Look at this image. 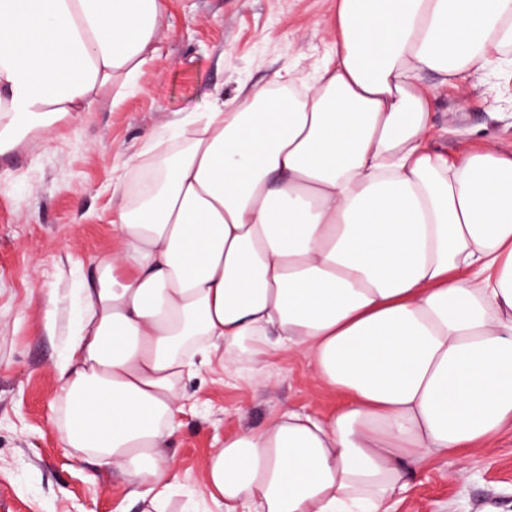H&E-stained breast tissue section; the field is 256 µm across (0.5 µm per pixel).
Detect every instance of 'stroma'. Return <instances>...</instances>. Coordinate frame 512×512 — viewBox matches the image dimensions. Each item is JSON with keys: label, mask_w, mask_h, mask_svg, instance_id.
Masks as SVG:
<instances>
[{"label": "stroma", "mask_w": 512, "mask_h": 512, "mask_svg": "<svg viewBox=\"0 0 512 512\" xmlns=\"http://www.w3.org/2000/svg\"><path fill=\"white\" fill-rule=\"evenodd\" d=\"M336 0H167L157 51L133 88L50 131L29 134L0 156V512H141L125 478L91 455L62 447L57 367L78 314V295L97 255L118 249L116 182L137 191L141 164L176 123L211 111L288 70L309 80L332 53ZM432 87L433 148L512 153V65ZM180 425L166 452L179 488L170 512L193 499L222 512L205 492L206 461L224 438L294 410L328 415L341 394L317 380L301 352H280L270 377L247 364L186 378ZM512 512V431L428 462L389 512Z\"/></svg>", "instance_id": "stroma-1"}]
</instances>
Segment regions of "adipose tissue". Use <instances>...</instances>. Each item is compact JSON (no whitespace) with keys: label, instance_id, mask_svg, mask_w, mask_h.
Returning a JSON list of instances; mask_svg holds the SVG:
<instances>
[{"label":"adipose tissue","instance_id":"obj_1","mask_svg":"<svg viewBox=\"0 0 512 512\" xmlns=\"http://www.w3.org/2000/svg\"><path fill=\"white\" fill-rule=\"evenodd\" d=\"M166 0H0V155L130 87ZM313 83L217 99L120 203L59 368L62 444L144 512L185 375L297 349L345 397L225 437L224 512H382L434 456L512 426V154L430 145V92L512 53V0H337Z\"/></svg>","mask_w":512,"mask_h":512}]
</instances>
